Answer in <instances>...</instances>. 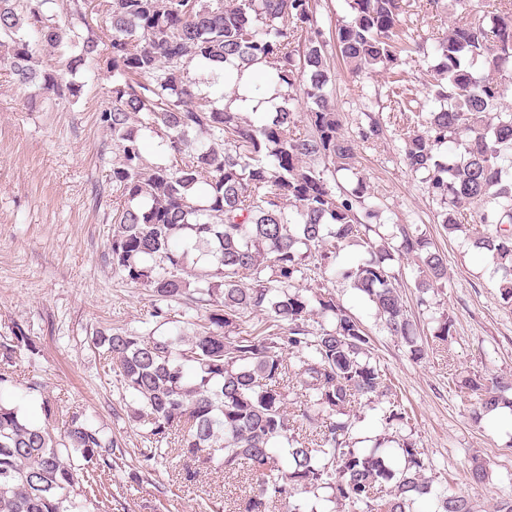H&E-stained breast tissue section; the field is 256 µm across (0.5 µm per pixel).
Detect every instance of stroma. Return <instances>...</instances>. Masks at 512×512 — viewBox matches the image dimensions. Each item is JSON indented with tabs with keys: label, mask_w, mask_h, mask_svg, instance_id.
Masks as SVG:
<instances>
[{
	"label": "stroma",
	"mask_w": 512,
	"mask_h": 512,
	"mask_svg": "<svg viewBox=\"0 0 512 512\" xmlns=\"http://www.w3.org/2000/svg\"><path fill=\"white\" fill-rule=\"evenodd\" d=\"M405 18L412 39L429 44L455 21L429 0H406ZM84 81L77 101L38 102L32 108L27 100L36 98L37 89L18 87L0 65V336L16 324L28 329L40 353L21 359L27 377L39 380L61 405L83 407L90 423L135 454L144 446V428L118 411L121 385L89 338L109 326L151 325L173 334L187 317L174 310L169 317L150 318L148 288L126 281L106 257L112 165L119 155L97 111L109 100L112 79L101 64ZM333 103L351 136L366 124L367 113L391 116L385 74L337 73ZM424 119V113H409L396 118L384 137L358 143V173L340 182L350 189L365 180L381 233L407 224L445 254L446 278L423 295L415 287V259L395 254L387 265L399 275L419 339H432L441 315L453 318L448 352L413 359L402 339L383 330L366 295L338 278L326 286L371 333L375 359L410 416L388 429L381 409L358 404L357 448L379 445L395 454L403 440H412L434 491L450 488L493 512L502 498L512 497V425L500 415H476L477 395L461 382L475 376L484 382L512 379V304L500 300V275L486 253L468 234L445 230L443 203L405 165L403 135L422 129ZM475 455L488 469L486 482L478 485L467 478ZM184 465L173 456L166 467H143L140 484L124 493L125 512H211L212 501L230 503L249 486L246 478L215 473L185 485L176 478Z\"/></svg>",
	"instance_id": "obj_1"
}]
</instances>
